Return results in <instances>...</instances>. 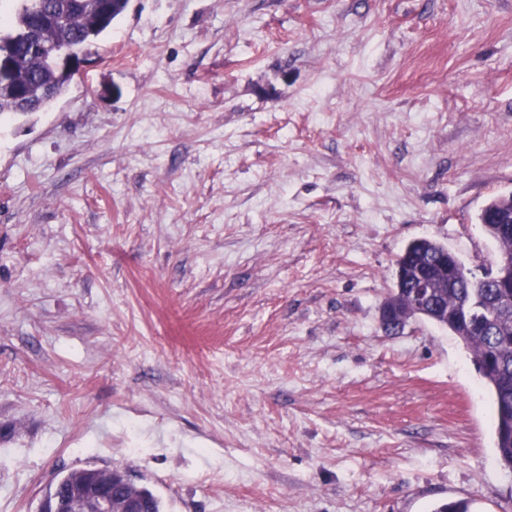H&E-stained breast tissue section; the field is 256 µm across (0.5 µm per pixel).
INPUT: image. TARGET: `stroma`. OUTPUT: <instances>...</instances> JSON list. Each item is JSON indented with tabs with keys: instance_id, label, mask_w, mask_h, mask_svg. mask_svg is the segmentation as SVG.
I'll return each instance as SVG.
<instances>
[{
	"instance_id": "35a3bbf8",
	"label": "stroma",
	"mask_w": 512,
	"mask_h": 512,
	"mask_svg": "<svg viewBox=\"0 0 512 512\" xmlns=\"http://www.w3.org/2000/svg\"><path fill=\"white\" fill-rule=\"evenodd\" d=\"M0 119V512L108 466L163 512H512L465 347L379 307L476 276L512 194V0H131ZM512 201V194L508 196H499L493 198L478 215L479 224L483 227L486 234L494 240L501 252L508 254L512 253V238L500 239L497 234L498 224L496 223L495 216L503 207L509 208Z\"/></svg>"
}]
</instances>
